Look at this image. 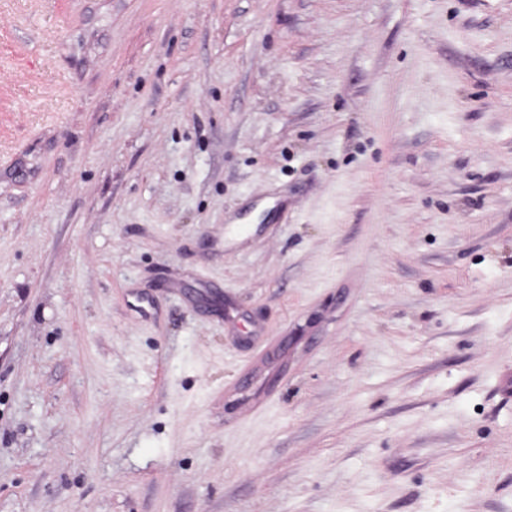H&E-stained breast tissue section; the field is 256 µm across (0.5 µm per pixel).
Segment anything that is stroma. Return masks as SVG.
Instances as JSON below:
<instances>
[{"instance_id":"1","label":"stroma","mask_w":512,"mask_h":512,"mask_svg":"<svg viewBox=\"0 0 512 512\" xmlns=\"http://www.w3.org/2000/svg\"><path fill=\"white\" fill-rule=\"evenodd\" d=\"M0 512H512V0H0Z\"/></svg>"}]
</instances>
